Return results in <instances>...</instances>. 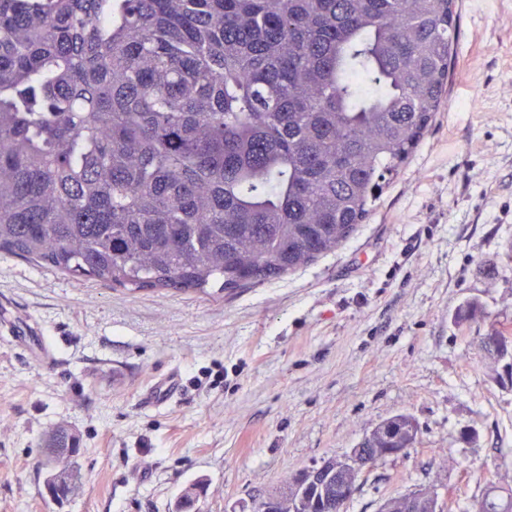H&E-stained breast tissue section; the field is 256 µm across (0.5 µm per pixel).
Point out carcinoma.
<instances>
[{
  "label": "carcinoma",
  "mask_w": 512,
  "mask_h": 512,
  "mask_svg": "<svg viewBox=\"0 0 512 512\" xmlns=\"http://www.w3.org/2000/svg\"><path fill=\"white\" fill-rule=\"evenodd\" d=\"M454 2L0 0V253L214 296L336 252L441 107ZM392 420L361 442L374 464L417 442ZM43 448L73 492L77 438ZM290 484L278 512H339L336 474ZM459 512H512V488Z\"/></svg>",
  "instance_id": "carcinoma-1"
}]
</instances>
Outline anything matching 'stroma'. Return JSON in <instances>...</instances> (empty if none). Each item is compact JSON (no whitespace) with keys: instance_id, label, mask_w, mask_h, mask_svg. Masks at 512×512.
I'll return each instance as SVG.
<instances>
[{"instance_id":"obj_1","label":"stroma","mask_w":512,"mask_h":512,"mask_svg":"<svg viewBox=\"0 0 512 512\" xmlns=\"http://www.w3.org/2000/svg\"><path fill=\"white\" fill-rule=\"evenodd\" d=\"M446 100L335 254L214 297L106 287L0 255V512H249L289 474L410 415L406 457L362 474L388 497L512 486V374L481 338L512 325V0H456ZM486 318L458 328L460 305ZM175 374L180 393L146 392ZM81 439L76 490L45 493L44 436Z\"/></svg>"}]
</instances>
